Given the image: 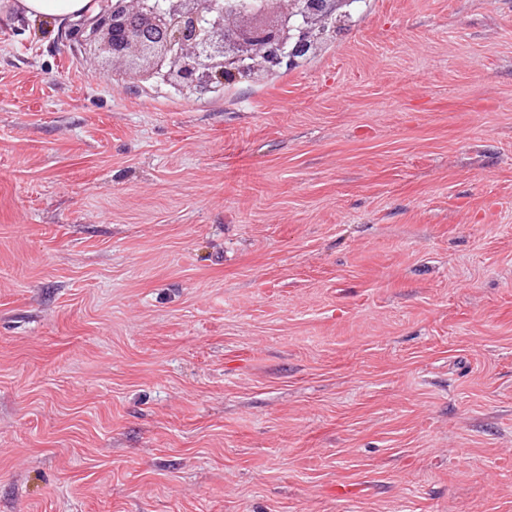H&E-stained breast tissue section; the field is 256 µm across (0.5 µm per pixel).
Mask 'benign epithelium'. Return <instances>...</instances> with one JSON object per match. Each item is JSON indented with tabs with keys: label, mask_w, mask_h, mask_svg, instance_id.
Listing matches in <instances>:
<instances>
[{
	"label": "benign epithelium",
	"mask_w": 512,
	"mask_h": 512,
	"mask_svg": "<svg viewBox=\"0 0 512 512\" xmlns=\"http://www.w3.org/2000/svg\"><path fill=\"white\" fill-rule=\"evenodd\" d=\"M352 0H106L93 19L69 31L77 44H97L112 65L137 79L164 82L197 97L224 79L274 75L336 36V17Z\"/></svg>",
	"instance_id": "1"
}]
</instances>
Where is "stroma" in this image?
<instances>
[{
    "label": "stroma",
    "instance_id": "1",
    "mask_svg": "<svg viewBox=\"0 0 512 512\" xmlns=\"http://www.w3.org/2000/svg\"><path fill=\"white\" fill-rule=\"evenodd\" d=\"M6 4L0 512H512V0L192 99Z\"/></svg>",
    "mask_w": 512,
    "mask_h": 512
}]
</instances>
